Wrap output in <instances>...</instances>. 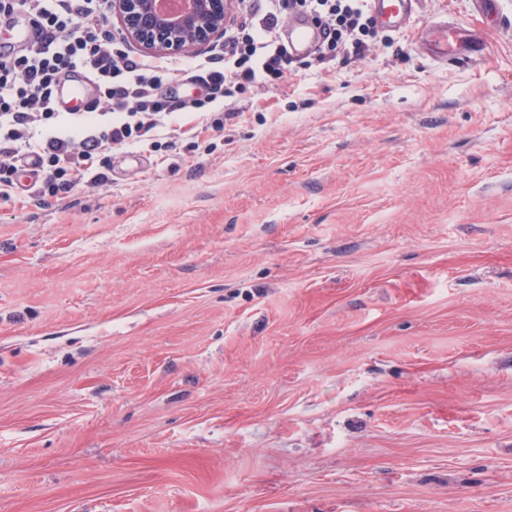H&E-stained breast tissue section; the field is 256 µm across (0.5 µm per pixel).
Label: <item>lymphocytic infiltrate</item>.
<instances>
[{"instance_id":"lymphocytic-infiltrate-1","label":"lymphocytic infiltrate","mask_w":512,"mask_h":512,"mask_svg":"<svg viewBox=\"0 0 512 512\" xmlns=\"http://www.w3.org/2000/svg\"><path fill=\"white\" fill-rule=\"evenodd\" d=\"M110 0H0V17H28L40 32L29 47L0 53V197L10 196L22 161L35 157L33 199L43 202L79 188L108 183L101 166L117 149L148 140L179 114L223 105L232 89L283 79L289 60L281 30L288 16L312 17L324 32L317 63L338 45L363 55L372 18L366 0H236L241 20L227 24L224 41L196 61L189 78L206 91L186 99L161 93L180 75L178 63L153 65L131 57L107 23ZM84 69L94 78L97 107L59 112L54 89L61 75Z\"/></svg>"}]
</instances>
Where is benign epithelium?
Listing matches in <instances>:
<instances>
[{
    "instance_id": "7a95c632",
    "label": "benign epithelium",
    "mask_w": 512,
    "mask_h": 512,
    "mask_svg": "<svg viewBox=\"0 0 512 512\" xmlns=\"http://www.w3.org/2000/svg\"><path fill=\"white\" fill-rule=\"evenodd\" d=\"M122 36L155 53H174L209 44L224 35L231 0H189L176 17L162 14L156 0H113Z\"/></svg>"
}]
</instances>
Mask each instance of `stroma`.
Instances as JSON below:
<instances>
[{
    "mask_svg": "<svg viewBox=\"0 0 512 512\" xmlns=\"http://www.w3.org/2000/svg\"><path fill=\"white\" fill-rule=\"evenodd\" d=\"M374 29L0 198V512H512V0ZM432 42L441 58H447L451 55L474 54L481 49L479 38L473 36L471 32L463 26H452L448 24L436 27L432 34Z\"/></svg>",
    "mask_w": 512,
    "mask_h": 512,
    "instance_id": "stroma-1",
    "label": "stroma"
}]
</instances>
